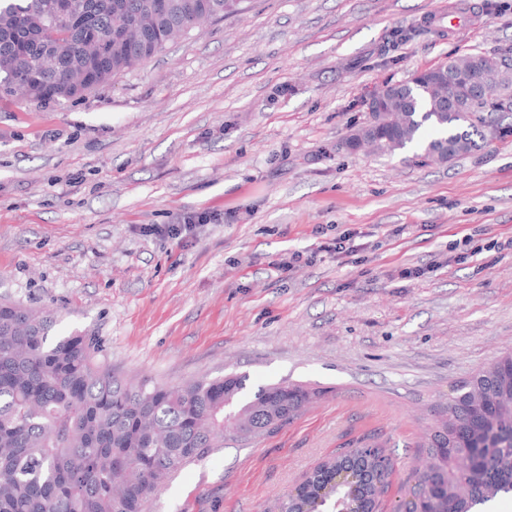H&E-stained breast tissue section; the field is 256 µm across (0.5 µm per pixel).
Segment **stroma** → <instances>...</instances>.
I'll list each match as a JSON object with an SVG mask.
<instances>
[{"mask_svg": "<svg viewBox=\"0 0 512 512\" xmlns=\"http://www.w3.org/2000/svg\"><path fill=\"white\" fill-rule=\"evenodd\" d=\"M476 53L512 63V0H248L84 96L0 101V303L55 312L133 385L320 392L145 512H279L372 443L395 512L451 386L512 353V250L491 246L512 238V111L444 165L345 146L377 89ZM201 211L222 220L182 242L140 231Z\"/></svg>", "mask_w": 512, "mask_h": 512, "instance_id": "stroma-1", "label": "stroma"}]
</instances>
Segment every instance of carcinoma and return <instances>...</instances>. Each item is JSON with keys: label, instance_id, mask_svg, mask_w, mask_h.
Instances as JSON below:
<instances>
[{"label": "carcinoma", "instance_id": "cac0c4a2", "mask_svg": "<svg viewBox=\"0 0 512 512\" xmlns=\"http://www.w3.org/2000/svg\"><path fill=\"white\" fill-rule=\"evenodd\" d=\"M243 0H0V100H70L161 51ZM486 92L448 105L452 85ZM369 132L346 147L392 153L416 143L425 163L473 151L484 113L512 109V64L466 54L387 85L372 97ZM430 125L437 137L422 142ZM45 309L0 304V512H143L148 496L224 440L267 434L315 396L302 384L258 387L230 374L182 388L132 386L97 358L90 336L54 335ZM431 464L397 512H479L512 494V353L452 386L423 443ZM383 450L357 447L326 461L283 512L376 507Z\"/></svg>", "mask_w": 512, "mask_h": 512}]
</instances>
